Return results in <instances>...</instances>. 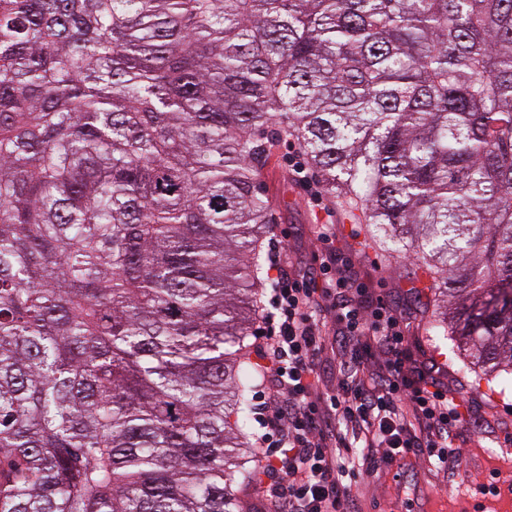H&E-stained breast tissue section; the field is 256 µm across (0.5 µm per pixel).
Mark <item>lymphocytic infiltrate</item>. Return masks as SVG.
Instances as JSON below:
<instances>
[{
    "label": "lymphocytic infiltrate",
    "mask_w": 512,
    "mask_h": 512,
    "mask_svg": "<svg viewBox=\"0 0 512 512\" xmlns=\"http://www.w3.org/2000/svg\"><path fill=\"white\" fill-rule=\"evenodd\" d=\"M275 286L251 332L263 379L254 395L257 464L252 488L265 512H359L360 481L415 458L456 475L459 429L512 430L478 410L439 368L418 362L406 322L328 255L315 273L285 269L267 253ZM334 354L336 388L320 392V358Z\"/></svg>",
    "instance_id": "1"
}]
</instances>
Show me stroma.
I'll list each match as a JSON object with an SVG mask.
<instances>
[{
  "label": "stroma",
  "instance_id": "obj_1",
  "mask_svg": "<svg viewBox=\"0 0 512 512\" xmlns=\"http://www.w3.org/2000/svg\"><path fill=\"white\" fill-rule=\"evenodd\" d=\"M304 160L294 141H281L273 148L261 179V190L274 210L272 235L287 244L291 264L303 272L313 267L320 248L315 227L332 223L336 246L357 280L374 295L385 297L408 322L413 352L438 364L444 378L480 398L486 410L503 423H512V385H502L496 378L478 377L452 336L426 334L422 311L427 298L417 294L414 277L405 273L411 260L397 262L369 242L364 225L346 218L340 198L325 193L312 198L293 171L294 163ZM495 469L501 471L503 479L512 480V446H498L495 436L474 433L463 446L460 481L447 479L419 460L409 466L394 465L359 487L361 512H392L407 487L414 490L412 512H475L474 506L479 502L486 512H512V494L483 497L476 493Z\"/></svg>",
  "mask_w": 512,
  "mask_h": 512
}]
</instances>
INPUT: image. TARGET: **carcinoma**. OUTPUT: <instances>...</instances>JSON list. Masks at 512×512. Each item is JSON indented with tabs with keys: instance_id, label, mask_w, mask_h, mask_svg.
<instances>
[{
	"instance_id": "cac0c4a2",
	"label": "carcinoma",
	"mask_w": 512,
	"mask_h": 512,
	"mask_svg": "<svg viewBox=\"0 0 512 512\" xmlns=\"http://www.w3.org/2000/svg\"><path fill=\"white\" fill-rule=\"evenodd\" d=\"M284 137L512 376V0H0V512H242Z\"/></svg>"
}]
</instances>
